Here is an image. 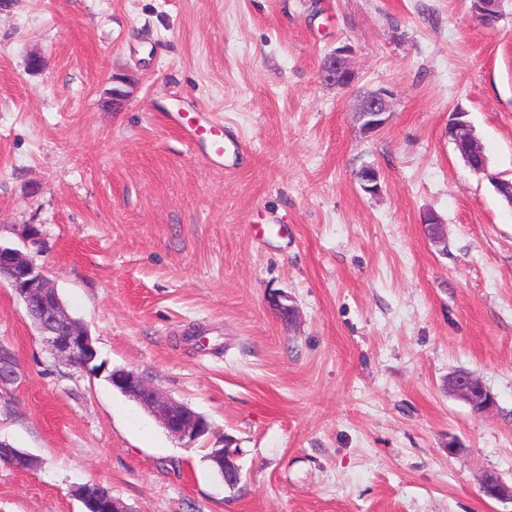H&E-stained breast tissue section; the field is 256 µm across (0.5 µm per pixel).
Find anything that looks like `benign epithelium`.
<instances>
[{
	"mask_svg": "<svg viewBox=\"0 0 512 512\" xmlns=\"http://www.w3.org/2000/svg\"><path fill=\"white\" fill-rule=\"evenodd\" d=\"M469 10L475 21L486 25L490 18H500L503 0H469ZM351 50L340 46L329 53L319 70L321 80L341 89L353 87V68L350 62ZM393 93L378 88L355 96L353 114L359 131L373 136L384 129L392 108ZM467 112L452 113L448 121V138L465 159L483 156L480 143L469 121ZM7 282L25 303L27 309L38 310L34 326L41 341L50 348L57 360L80 371L88 370L95 360L97 350L85 327L66 311L56 289L48 279L43 267L21 250L0 244V282ZM110 380L112 386L151 412L167 431L179 440L194 442L210 431L203 416L187 405L165 395L134 370L115 369ZM21 381L19 365L13 352L0 343V391L14 387ZM448 390L458 399L471 406L478 414L486 413L494 406V397L473 375L460 371L448 378ZM211 459L224 467L225 460H235L237 449L224 443L214 448ZM0 461L19 471L34 469L38 461L26 452H21L6 441L0 440ZM481 493L496 501L512 502V484L506 483L496 472H486L480 478ZM84 512H129L118 498L105 493L102 486L97 489L81 485L73 490Z\"/></svg>",
	"mask_w": 512,
	"mask_h": 512,
	"instance_id": "obj_1",
	"label": "benign epithelium"
}]
</instances>
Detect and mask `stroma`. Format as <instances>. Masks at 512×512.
<instances>
[{"instance_id":"35a3bbf8","label":"stroma","mask_w":512,"mask_h":512,"mask_svg":"<svg viewBox=\"0 0 512 512\" xmlns=\"http://www.w3.org/2000/svg\"><path fill=\"white\" fill-rule=\"evenodd\" d=\"M502 12L486 29L467 0H0V243L45 268L99 366L59 364L0 285L22 370L0 438L39 460L0 464V512H84L87 482L130 512H512L479 489L486 471L512 481V206L494 186L512 180V0ZM344 44L350 91L319 78ZM378 87L393 108L366 138L353 93ZM458 108L485 173L448 138ZM174 110L216 115L243 151L211 166L163 122ZM116 368L209 433L170 437ZM460 370L490 413L449 392ZM227 439L233 488L206 459Z\"/></svg>"}]
</instances>
